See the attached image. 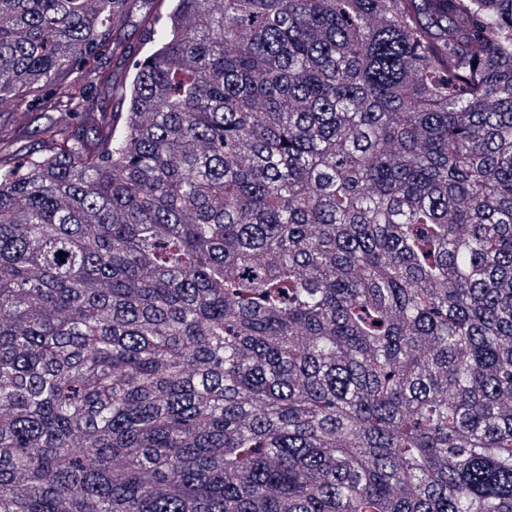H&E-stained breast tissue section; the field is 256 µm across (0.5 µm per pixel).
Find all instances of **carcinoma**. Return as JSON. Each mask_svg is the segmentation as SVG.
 Returning <instances> with one entry per match:
<instances>
[{
  "label": "carcinoma",
  "instance_id": "1",
  "mask_svg": "<svg viewBox=\"0 0 512 512\" xmlns=\"http://www.w3.org/2000/svg\"><path fill=\"white\" fill-rule=\"evenodd\" d=\"M130 2L0 0V512H512V0ZM137 2H134V11L133 14L129 16V18L118 21L116 19L112 18V23L116 20V23L113 26V34L116 36H122L127 33V31L130 29L131 25L135 23L141 16H143L145 13L149 14L152 12L155 8L161 6L156 4L155 2L147 1V0H136ZM119 22V23H117ZM102 71L105 72V80L102 82L100 80L96 82L97 76L94 77L92 72L88 75V92L94 97L97 110L109 115L112 112V106L117 101V97L112 98V85L119 87L128 78L125 68L115 67L112 65V61L108 62ZM41 110L12 98L0 100L2 135L18 145L48 153L49 144L38 135L46 120Z\"/></svg>",
  "mask_w": 512,
  "mask_h": 512
}]
</instances>
